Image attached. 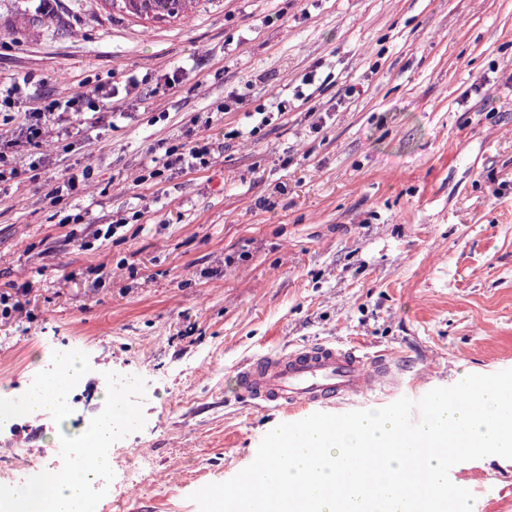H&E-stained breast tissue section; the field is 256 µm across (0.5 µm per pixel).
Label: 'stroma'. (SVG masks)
Segmentation results:
<instances>
[{
  "mask_svg": "<svg viewBox=\"0 0 512 512\" xmlns=\"http://www.w3.org/2000/svg\"><path fill=\"white\" fill-rule=\"evenodd\" d=\"M1 38L19 44L0 79L45 95L135 81L114 124L64 154L47 137L49 180L0 186V295L19 305L0 317V386L61 349L149 383L95 512H198L193 492L249 465L286 419L234 396L253 356L356 340L395 355L415 401L512 368V0H205L159 21L0 0ZM277 96L289 111L262 121ZM190 129L222 141L209 167L137 183L150 148ZM85 169L50 207L58 176ZM119 214L130 224L97 237ZM56 423L19 420L0 465L17 445L38 455ZM455 483L473 512H512V460L460 463Z\"/></svg>",
  "mask_w": 512,
  "mask_h": 512,
  "instance_id": "stroma-1",
  "label": "stroma"
}]
</instances>
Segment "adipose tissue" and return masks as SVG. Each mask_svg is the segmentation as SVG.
Listing matches in <instances>:
<instances>
[{
	"label": "adipose tissue",
	"instance_id": "adipose-tissue-1",
	"mask_svg": "<svg viewBox=\"0 0 512 512\" xmlns=\"http://www.w3.org/2000/svg\"><path fill=\"white\" fill-rule=\"evenodd\" d=\"M59 359V369L29 394L25 405L29 419L47 413L55 414L60 420L65 418L66 389L72 377L83 372L84 362L76 353L68 351L60 353ZM91 460V466L82 470L57 474L50 486L30 484L23 487L13 499L0 502V512H81L87 497V484L98 470L110 464L109 458L97 454L92 455Z\"/></svg>",
	"mask_w": 512,
	"mask_h": 512
}]
</instances>
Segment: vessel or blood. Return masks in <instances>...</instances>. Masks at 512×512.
Instances as JSON below:
<instances>
[{"mask_svg": "<svg viewBox=\"0 0 512 512\" xmlns=\"http://www.w3.org/2000/svg\"><path fill=\"white\" fill-rule=\"evenodd\" d=\"M236 385L253 405L274 407L297 422L313 411L358 405L382 388L394 391L397 379L388 356L370 355L355 343L322 341L247 360Z\"/></svg>", "mask_w": 512, "mask_h": 512, "instance_id": "b4317fda", "label": "vessel or blood"}]
</instances>
